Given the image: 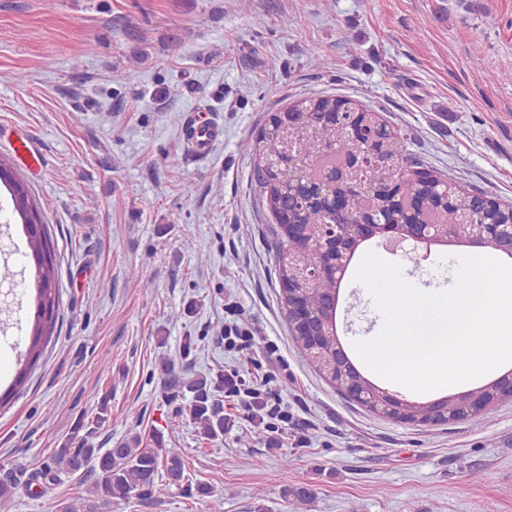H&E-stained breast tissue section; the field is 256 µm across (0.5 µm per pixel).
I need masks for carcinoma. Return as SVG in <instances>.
Returning <instances> with one entry per match:
<instances>
[{"label":"carcinoma","instance_id":"cac0c4a2","mask_svg":"<svg viewBox=\"0 0 512 512\" xmlns=\"http://www.w3.org/2000/svg\"><path fill=\"white\" fill-rule=\"evenodd\" d=\"M381 123L377 112L367 109L351 99L336 97H307L284 107L271 116L268 129L262 131L252 147L254 153L270 159L288 148L292 155L270 170L262 171L261 164L255 166L256 181L266 196L267 207L274 222L288 217L294 227H280L279 250L292 253L305 252L307 246L319 236L321 225L334 224L336 214L323 206L319 198L305 195L304 178L308 170L320 165L318 147L333 143L346 151L355 146L360 150L377 153L384 161L374 172L356 177L355 218L366 207L379 204L388 218L398 210L392 197L385 192L382 180L393 179L394 194L404 203L430 191L432 183L444 179L434 176L430 183L419 178L425 173L421 163L403 153L400 138L392 136L386 143L367 138L354 142L351 128L354 126ZM0 184L11 194L14 211L21 219L23 232L27 236L30 256L37 272V292L34 321L25 352L18 354L15 375L11 387L0 395V403L8 400L13 389L20 388L28 378L30 370L39 361L45 343L52 336L58 319L59 300L55 281V251L47 226L42 223L37 206L29 199L27 184L14 172L13 166L0 159ZM507 224L512 222V204L489 203L483 195L456 192L450 202L439 213L426 212L420 215L419 223L428 224ZM280 300L288 306V285H298V275L288 262L278 266ZM336 291V284L321 281L308 292V301L313 319L307 322L319 332L328 322L325 313L328 295ZM308 363L325 380L342 390L351 376L349 358L336 355V337L323 336L319 348H311L310 338L296 337ZM165 384L175 392L192 394L191 416L198 427L200 437L207 440L224 435V411L218 397L224 392V374L203 377L188 370L177 371L171 363L165 367ZM110 394L102 397L99 410L91 425L99 429L111 421ZM406 422L428 425L436 422L434 409L429 402H412L406 409ZM87 424L80 420L70 436L53 451L50 462L44 466L43 475L65 471L80 476L84 495L80 502L61 501L55 512H105L114 501L132 497H156L168 494L173 487L185 494L206 495L210 489L194 484L190 479L187 462L179 448L166 447L164 436L153 435L154 447H142V438L130 436L112 448L102 450L88 444L72 446V441ZM17 487L12 483H0V512H10L14 505Z\"/></svg>","mask_w":512,"mask_h":512}]
</instances>
